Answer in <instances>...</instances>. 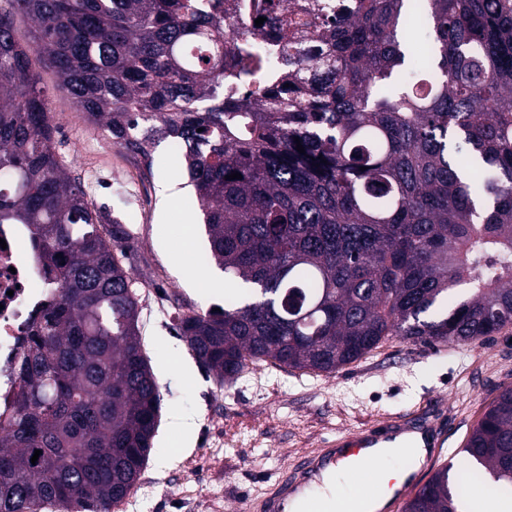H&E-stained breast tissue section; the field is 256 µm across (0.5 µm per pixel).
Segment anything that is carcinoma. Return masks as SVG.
Instances as JSON below:
<instances>
[{
	"label": "carcinoma",
	"mask_w": 512,
	"mask_h": 512,
	"mask_svg": "<svg viewBox=\"0 0 512 512\" xmlns=\"http://www.w3.org/2000/svg\"><path fill=\"white\" fill-rule=\"evenodd\" d=\"M201 2L0 5V224L30 227L55 288L0 430V512H111L161 409L129 234L69 177L34 55L114 145L147 163L182 139L206 263L233 290L224 310L177 322L218 384L249 362L330 375L387 336L469 346L512 324V0H321L319 23L229 46ZM18 15L34 23L27 44ZM267 46L313 78L280 80ZM462 453L512 499V387ZM450 470L402 512H476Z\"/></svg>",
	"instance_id": "carcinoma-1"
}]
</instances>
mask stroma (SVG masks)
<instances>
[{
	"label": "stroma",
	"instance_id": "1",
	"mask_svg": "<svg viewBox=\"0 0 512 512\" xmlns=\"http://www.w3.org/2000/svg\"><path fill=\"white\" fill-rule=\"evenodd\" d=\"M34 67L49 94L69 174L130 236L142 341L161 392L156 451L118 512H233L245 497L264 492L266 477L322 448L325 439L437 403L448 444L435 464L461 465L472 428L501 388L512 386V325L465 347L390 336L331 375L252 363L238 380L217 386L173 324L175 309L224 305L221 270L209 271L215 287L194 280L193 257L203 252L206 235L182 158L161 143L143 166L56 91L48 64ZM188 224L194 243L183 249ZM163 448L175 449L173 459H161Z\"/></svg>",
	"mask_w": 512,
	"mask_h": 512
}]
</instances>
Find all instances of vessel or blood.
Segmentation results:
<instances>
[{
    "label": "vessel or blood",
    "instance_id": "vessel-or-blood-1",
    "mask_svg": "<svg viewBox=\"0 0 512 512\" xmlns=\"http://www.w3.org/2000/svg\"><path fill=\"white\" fill-rule=\"evenodd\" d=\"M447 432L439 418L425 412H409L356 432L326 439L323 448L303 456L292 473L270 477L265 492L246 503L247 512H361L360 502L378 491L379 449H389L392 457L408 459L421 455L432 464L446 442ZM340 472L355 485V494L334 502L315 495L311 483L325 469ZM422 477L412 472L405 481L389 484L379 512H398L403 499L414 493Z\"/></svg>",
    "mask_w": 512,
    "mask_h": 512
}]
</instances>
